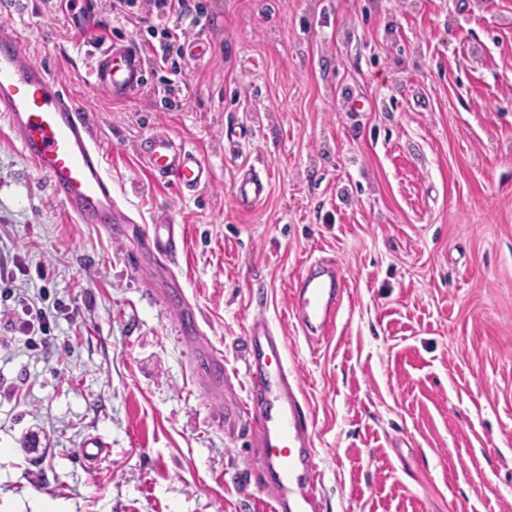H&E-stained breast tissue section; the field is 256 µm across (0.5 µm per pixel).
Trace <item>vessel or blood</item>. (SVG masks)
I'll use <instances>...</instances> for the list:
<instances>
[{
	"mask_svg": "<svg viewBox=\"0 0 512 512\" xmlns=\"http://www.w3.org/2000/svg\"><path fill=\"white\" fill-rule=\"evenodd\" d=\"M70 25L86 31L99 23L95 0H78ZM89 96L115 103L131 101L146 84L142 54L127 41L95 42L87 51ZM0 113L46 178L53 195L83 224H123L127 217L112 196L105 156L78 100L65 93L43 66L23 60L18 33L0 26ZM144 166L157 178L173 179L182 190L211 183L210 166L199 153L177 143L166 132L151 135L141 150ZM268 183L255 169L235 182L236 205L250 210L260 205ZM179 234L172 220L156 222L152 245L163 258L175 257ZM334 267L320 264L309 272L294 299L299 323L328 330L336 321L341 296ZM246 406L261 419L258 434L260 471L270 488L267 512H320V473L313 459L309 406L285 360L286 342L261 314L245 336Z\"/></svg>",
	"mask_w": 512,
	"mask_h": 512,
	"instance_id": "1",
	"label": "vessel or blood"
}]
</instances>
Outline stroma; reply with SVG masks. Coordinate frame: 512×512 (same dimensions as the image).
Wrapping results in <instances>:
<instances>
[{"instance_id": "35a3bbf8", "label": "stroma", "mask_w": 512, "mask_h": 512, "mask_svg": "<svg viewBox=\"0 0 512 512\" xmlns=\"http://www.w3.org/2000/svg\"><path fill=\"white\" fill-rule=\"evenodd\" d=\"M203 2L177 109L148 26L108 23L147 71L116 104L85 95L90 34L0 0L26 60L82 100L131 218L75 221L0 114V310L63 306L38 344L0 320V512H262L237 406L258 313L313 414L321 512H512V0ZM159 130L210 184L153 177ZM245 166L269 181L248 211ZM159 217L183 232L170 271ZM321 259L341 308L311 338L293 298Z\"/></svg>"}]
</instances>
